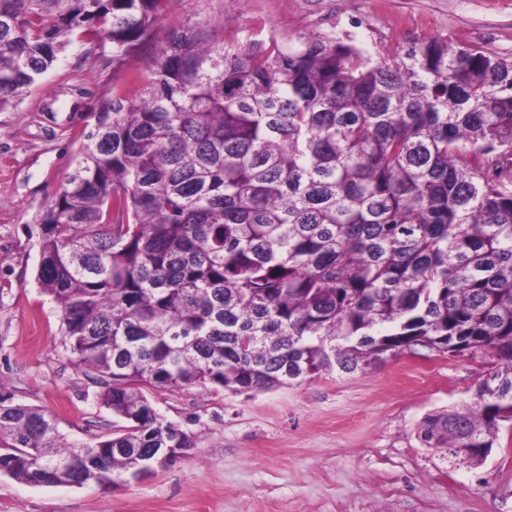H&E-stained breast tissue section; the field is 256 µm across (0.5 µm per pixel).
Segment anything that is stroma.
<instances>
[{
  "instance_id": "1",
  "label": "stroma",
  "mask_w": 512,
  "mask_h": 512,
  "mask_svg": "<svg viewBox=\"0 0 512 512\" xmlns=\"http://www.w3.org/2000/svg\"><path fill=\"white\" fill-rule=\"evenodd\" d=\"M238 28L282 45L335 33L371 58L442 38L512 60V0H170L158 33ZM144 52L122 65L73 44L16 109L0 112V395L44 410L68 439L118 429L95 372L76 368L35 281L38 219L104 98L140 95ZM489 358L405 352L364 374L249 394L148 391L193 442L173 466L112 490L36 487L0 474V512H512V432L477 468L417 438L429 414L471 402Z\"/></svg>"
}]
</instances>
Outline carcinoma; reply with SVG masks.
Listing matches in <instances>:
<instances>
[{
    "mask_svg": "<svg viewBox=\"0 0 512 512\" xmlns=\"http://www.w3.org/2000/svg\"><path fill=\"white\" fill-rule=\"evenodd\" d=\"M171 0H0V112L73 43L153 50L91 115L39 218L37 282L120 432L69 440L0 396V474L137 480L190 435L143 393L247 394L405 351L490 356L418 439L476 468L512 422V61L445 39L377 61L332 33L282 48L155 27Z\"/></svg>",
    "mask_w": 512,
    "mask_h": 512,
    "instance_id": "carcinoma-1",
    "label": "carcinoma"
}]
</instances>
